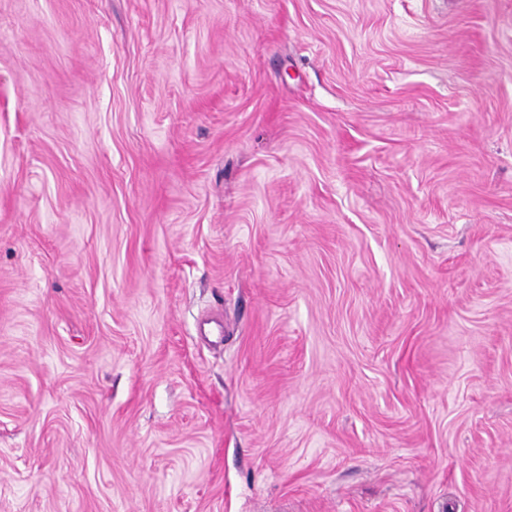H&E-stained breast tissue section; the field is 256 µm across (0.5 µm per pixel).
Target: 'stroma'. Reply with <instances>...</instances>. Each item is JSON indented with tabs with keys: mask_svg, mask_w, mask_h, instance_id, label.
<instances>
[{
	"mask_svg": "<svg viewBox=\"0 0 512 512\" xmlns=\"http://www.w3.org/2000/svg\"><path fill=\"white\" fill-rule=\"evenodd\" d=\"M0 512H512V0H0Z\"/></svg>",
	"mask_w": 512,
	"mask_h": 512,
	"instance_id": "1",
	"label": "stroma"
}]
</instances>
